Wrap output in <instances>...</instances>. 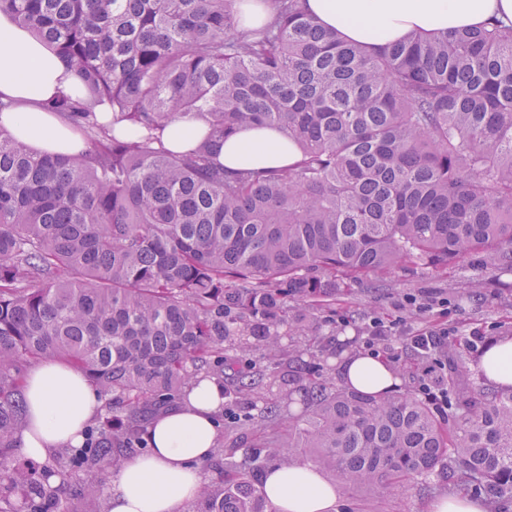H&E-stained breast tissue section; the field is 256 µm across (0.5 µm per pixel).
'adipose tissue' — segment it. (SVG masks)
<instances>
[{
	"label": "adipose tissue",
	"mask_w": 512,
	"mask_h": 512,
	"mask_svg": "<svg viewBox=\"0 0 512 512\" xmlns=\"http://www.w3.org/2000/svg\"><path fill=\"white\" fill-rule=\"evenodd\" d=\"M307 5L340 37L369 51L412 32H451L493 18L512 20V0H308ZM75 87L74 75L49 44L0 13V101L11 105L0 114L1 126L42 152L84 150L83 133L46 107ZM299 157L291 140L271 128L240 130L224 142L219 155L231 171L277 169ZM479 369L496 386L512 387V339L489 346ZM341 375L373 394L398 385L390 367L369 353L348 357ZM24 389L28 425L17 438L20 450L43 460L58 450L79 448L100 406L84 374L72 365L46 361L30 370ZM221 390L213 378L192 382L176 408L154 419L145 434L149 451L119 470L107 512H181L196 498L204 481L198 465L210 458L219 438L215 416L223 404ZM263 490L275 512H334L340 494L338 484L302 462L270 466Z\"/></svg>",
	"instance_id": "ef3b65f1"
}]
</instances>
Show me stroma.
Masks as SVG:
<instances>
[{
	"label": "stroma",
	"instance_id": "35a3bbf8",
	"mask_svg": "<svg viewBox=\"0 0 512 512\" xmlns=\"http://www.w3.org/2000/svg\"><path fill=\"white\" fill-rule=\"evenodd\" d=\"M410 296L424 305L423 313L409 310L406 299ZM303 314L307 334L319 335L327 345H345L350 353L365 351L372 318L400 321V333L389 337L386 346L397 356L391 368L399 377L403 392L418 388L421 371L420 365L411 362L410 336L423 329L447 328L450 340L439 357L444 360L451 356L464 365L469 394L475 397L488 389L489 383L471 353L460 352L459 340L479 336L489 345L512 337V267L489 265L479 255L470 256L445 272L412 264L375 278L361 277L337 284L335 300L304 308ZM324 475L342 488L337 512H428L436 499L451 495L480 498L487 512H500L502 508L501 502L486 490L469 487L459 471L400 495L342 480L329 468Z\"/></svg>",
	"mask_w": 512,
	"mask_h": 512
}]
</instances>
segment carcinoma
Returning <instances> with one entry per match:
<instances>
[{
    "instance_id": "1",
    "label": "carcinoma",
    "mask_w": 512,
    "mask_h": 512,
    "mask_svg": "<svg viewBox=\"0 0 512 512\" xmlns=\"http://www.w3.org/2000/svg\"><path fill=\"white\" fill-rule=\"evenodd\" d=\"M262 2L245 31L237 0H0L78 80L48 109L87 144L42 154L0 125V504L77 512L50 478L119 470L149 418L208 376L256 426L215 449L193 512H272L260 475L296 448L389 493L460 470L512 502V389L466 398L450 362L444 416L415 391L336 385L334 347L312 366L294 356L298 376L279 359L288 299L328 301L338 272L512 264V24L368 52L306 0ZM197 121L209 133L192 150L164 147L170 125ZM246 127L280 130L300 160L227 170L216 148ZM253 343L260 372L241 369ZM33 360L79 368L122 422L40 468L11 463ZM294 390L305 410L285 420Z\"/></svg>"
}]
</instances>
